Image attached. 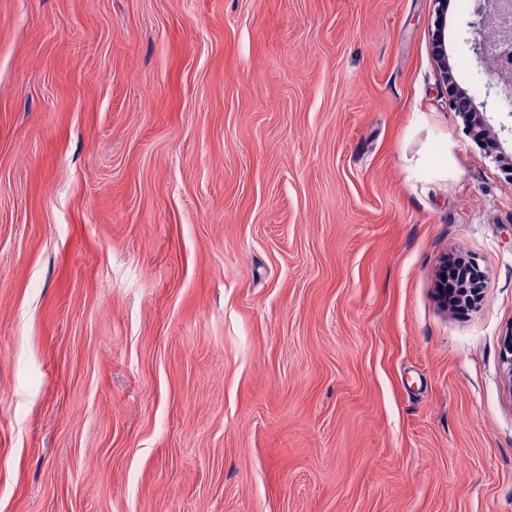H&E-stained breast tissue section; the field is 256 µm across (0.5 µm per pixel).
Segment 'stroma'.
Instances as JSON below:
<instances>
[{"instance_id":"stroma-1","label":"stroma","mask_w":512,"mask_h":512,"mask_svg":"<svg viewBox=\"0 0 512 512\" xmlns=\"http://www.w3.org/2000/svg\"><path fill=\"white\" fill-rule=\"evenodd\" d=\"M473 11L495 156L433 0H0V512H512ZM437 4L436 20L431 39V51L442 82L448 84L447 15L448 1L434 0ZM460 272L459 260L450 265L445 258L436 272L435 289L437 298L445 309H448V289L457 288V278Z\"/></svg>"}]
</instances>
